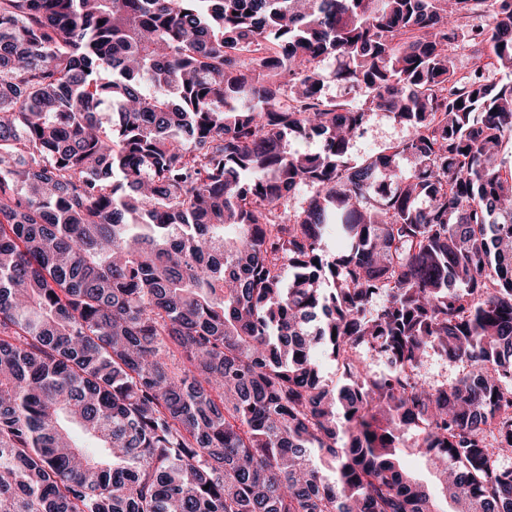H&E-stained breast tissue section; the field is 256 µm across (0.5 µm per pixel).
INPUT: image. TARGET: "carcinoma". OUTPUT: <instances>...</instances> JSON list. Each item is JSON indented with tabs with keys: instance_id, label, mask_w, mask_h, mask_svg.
Segmentation results:
<instances>
[{
	"instance_id": "1",
	"label": "carcinoma",
	"mask_w": 512,
	"mask_h": 512,
	"mask_svg": "<svg viewBox=\"0 0 512 512\" xmlns=\"http://www.w3.org/2000/svg\"><path fill=\"white\" fill-rule=\"evenodd\" d=\"M492 66L512 0H0V512H512ZM409 134L406 126L394 121L384 112H378L372 116L364 132L351 141L349 157L356 161L383 152L386 147L406 139ZM423 377L431 383L441 384L453 381L459 374L454 366H449L437 354H431L421 369Z\"/></svg>"
}]
</instances>
